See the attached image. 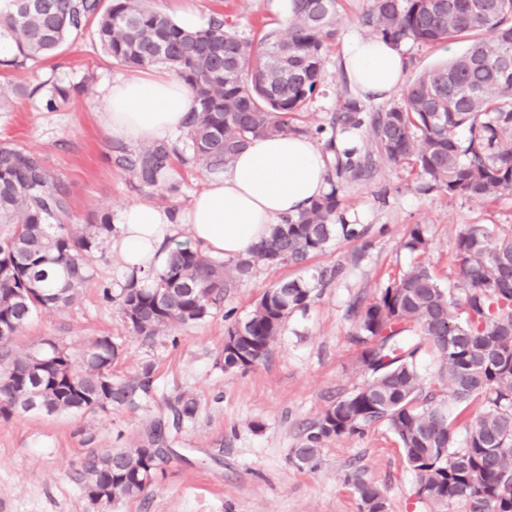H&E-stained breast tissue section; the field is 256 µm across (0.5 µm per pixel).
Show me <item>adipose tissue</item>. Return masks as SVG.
<instances>
[{
  "label": "adipose tissue",
  "instance_id": "ef3b65f1",
  "mask_svg": "<svg viewBox=\"0 0 512 512\" xmlns=\"http://www.w3.org/2000/svg\"><path fill=\"white\" fill-rule=\"evenodd\" d=\"M342 64L360 93L384 97L403 77L400 54L379 37L353 38L344 45ZM99 122L112 138L137 144L169 141L184 131L191 90L164 72L112 80ZM330 190L323 151L308 137L264 138L239 153L189 206L172 211L134 203L119 214L112 241L128 272L161 268L166 242L177 230L205 250L234 258L266 239L274 224L294 215Z\"/></svg>",
  "mask_w": 512,
  "mask_h": 512
}]
</instances>
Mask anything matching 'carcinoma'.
<instances>
[{
	"instance_id": "1",
	"label": "carcinoma",
	"mask_w": 512,
	"mask_h": 512,
	"mask_svg": "<svg viewBox=\"0 0 512 512\" xmlns=\"http://www.w3.org/2000/svg\"><path fill=\"white\" fill-rule=\"evenodd\" d=\"M0 0V40L15 54L0 66L18 68L56 54L87 26L101 49L131 70L165 65L190 87L186 117L190 160L216 175L254 141L308 129L294 124L324 79V55L336 43L338 0H292L287 34L240 39L220 18L187 31L148 0ZM371 32L393 46L469 39L468 48L411 81L398 104L365 112L347 99L333 125L348 134L370 130L379 154L410 161L430 185L450 195L498 199L512 194V0H372L363 16ZM492 32L487 38L484 33ZM467 130V138L458 131ZM332 153L337 182L369 175L357 147ZM174 150L151 142L120 149L117 162L148 187L168 179ZM337 188L273 225L260 245L231 262L246 275L258 261L300 264L325 249L335 233ZM66 192L38 156L0 146V417L17 411L99 414L136 408L152 396L149 363L117 377L123 349L112 337L92 341L80 356L56 342L13 352L16 333L39 310L74 304L89 278V260L112 234L111 217L74 230L63 223ZM405 246L428 247L416 224ZM457 289L443 286L417 263L357 310L353 342L372 378L306 424L294 459L314 463L325 442L385 423L397 437L417 493L440 512H512V229L496 234L468 224L453 247ZM226 264L197 248L177 245L152 284L130 276L117 297L132 332L152 339L179 324L204 320L224 304ZM325 274L285 281L262 295L251 313L227 329L219 363L246 370L269 353L289 315L307 305ZM414 331L439 354V388L427 389L416 365L419 347L398 338ZM481 401L482 414L458 445L455 425ZM197 413L194 397L178 393L134 448L85 458L84 495L110 505L141 495L182 428ZM360 512H387L386 499L364 472L349 475Z\"/></svg>"
}]
</instances>
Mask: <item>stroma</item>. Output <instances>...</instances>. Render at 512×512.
<instances>
[{"instance_id": "1", "label": "stroma", "mask_w": 512, "mask_h": 512, "mask_svg": "<svg viewBox=\"0 0 512 512\" xmlns=\"http://www.w3.org/2000/svg\"><path fill=\"white\" fill-rule=\"evenodd\" d=\"M190 3L201 21L223 14L245 40L264 28L284 30L290 16L289 0ZM467 47L463 39L434 46L402 43L398 51L405 80ZM341 55L340 43L325 55L324 80L302 114L310 126L330 127L344 101L358 96L342 70ZM128 74L88 32L25 68L0 67L5 95L0 146L42 159L67 194L65 222L70 226L91 223L105 212L118 215L138 202L176 210L211 179L199 166L178 159L167 186L148 187L116 164L119 143L98 122L104 106L101 89ZM56 83L74 84L78 90L49 110L45 100ZM356 139L372 170L339 185L336 221L353 216L362 239L339 232L304 264L257 263L249 274L232 276L222 309L151 340L131 332L116 303L103 296L107 288L120 293L129 277L121 255L107 244L91 257V276L74 305L32 317L12 342L15 352L39 350L50 339L78 353L94 338L109 336L123 349L115 374L130 376L143 363H152L155 389L145 406L106 415L31 411L0 418V512H360L348 479L356 469L383 491L388 512H433L418 498L416 479L385 423L328 441L312 466L296 463L292 451L305 424L371 378L352 340V304L370 302L417 262L442 284L456 283V234L467 224L496 231L512 226V196L490 202L427 189L408 164L384 159L369 131L359 130ZM415 224L430 242L426 252L404 246ZM317 270L326 272V283L314 290L306 308L288 318L268 356L245 371L223 370L218 360L230 319L245 318L261 295L280 282ZM181 392L196 398L197 415L177 435L145 494L105 509L92 505L78 482L88 454L136 446L150 422L167 413L168 398Z\"/></svg>"}]
</instances>
